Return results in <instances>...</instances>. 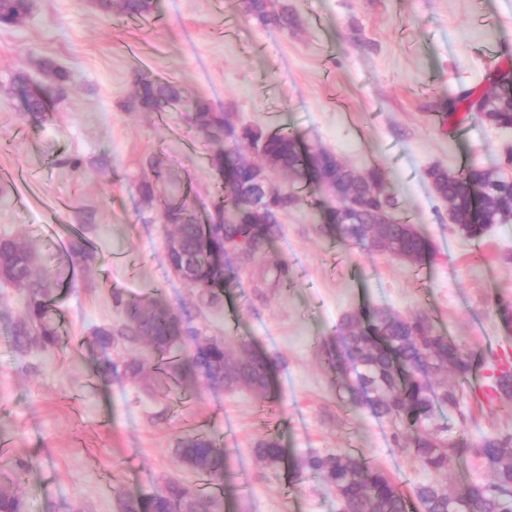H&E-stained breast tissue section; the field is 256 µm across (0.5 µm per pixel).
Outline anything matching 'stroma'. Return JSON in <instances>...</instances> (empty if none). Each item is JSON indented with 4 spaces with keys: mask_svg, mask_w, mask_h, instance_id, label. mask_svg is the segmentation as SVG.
Instances as JSON below:
<instances>
[{
    "mask_svg": "<svg viewBox=\"0 0 512 512\" xmlns=\"http://www.w3.org/2000/svg\"><path fill=\"white\" fill-rule=\"evenodd\" d=\"M297 25L284 31L243 10L241 0H153L149 20L103 12L96 0H32L26 20L0 26V237L29 241L60 280L54 316L61 347L18 355L9 343L24 298L0 285V472L18 480L24 512H116L117 497L148 494L167 479L201 483L173 454L188 432L224 450L222 512H339L333 488L296 474L304 456L345 448L382 469L421 512L426 478L398 447L388 421L348 408L331 363L344 350L340 322L362 309L426 315L472 363L449 376L457 409L440 416L472 443L512 434V410L487 385L512 358V221L480 240L462 235L426 172L469 165L503 169L512 130L470 115L442 125L449 97L486 89L512 58V0H281ZM67 70L53 112L24 110L17 72L40 81L41 60ZM176 84L233 116L237 126L287 128L358 171L382 169L400 218L426 233L422 266L347 245L314 206L316 192L273 176L302 202L281 233L248 261L219 303H199L166 261L171 229L141 197L145 160L163 157L175 180L159 195L187 196L207 217L219 193L216 146L184 103L147 112L133 102L139 76ZM80 160L73 169L72 160ZM287 264V281L274 280ZM160 296L187 325L261 350L275 362L270 401L246 390L126 378L102 383L95 327L119 322L112 293ZM274 436L277 468L253 448Z\"/></svg>",
    "mask_w": 512,
    "mask_h": 512,
    "instance_id": "stroma-1",
    "label": "stroma"
}]
</instances>
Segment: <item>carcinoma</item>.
<instances>
[{
	"label": "carcinoma",
	"mask_w": 512,
	"mask_h": 512,
	"mask_svg": "<svg viewBox=\"0 0 512 512\" xmlns=\"http://www.w3.org/2000/svg\"><path fill=\"white\" fill-rule=\"evenodd\" d=\"M30 0H0V25L17 23L30 11ZM106 11L117 9L129 18L146 19L153 9L152 0H108ZM249 13L262 23L280 29L294 27L288 9L276 8L269 0H250ZM55 81L53 89L34 84L24 89L26 110L43 114L53 109L55 95L71 81L65 69L45 60ZM489 88L479 93L463 91L448 105L444 120L452 119L463 108L470 112L490 101L487 121L502 129H512V78L501 70L488 76ZM135 98L146 111H158L181 101L182 89L168 82L141 76L136 82ZM191 120L200 132L208 136L218 149L211 164L218 174L221 203L214 205L211 222L200 223L187 199L162 201L164 223L174 228L191 256L189 284L195 287L197 298L213 302L221 298L224 289L233 282L224 265L214 262V256L231 251L244 260L261 251L280 232V218L300 197L283 195L269 180L259 178L261 164L240 155L245 146L261 157L273 159L293 181L306 179L313 170L329 177L341 186L343 193L353 198L354 223L347 224L346 211L329 200H319L316 206L321 222L329 227L341 226L340 239L370 247L374 242L396 241L399 249L394 256L411 264L421 265L432 256L429 238L415 225L396 216L397 201L374 189L384 185L383 172L370 168L359 172L334 153L323 150L322 158L288 131L267 132L259 127H241L236 148L224 149V113L213 111L201 99L191 101ZM146 165L153 181L163 177L161 163L150 157ZM427 177L436 187L439 198L448 203L467 237L482 238L489 227L512 220V179L490 170L472 166L458 174L439 167L427 170ZM153 181H144L139 192L147 202L155 199ZM482 181L489 191L472 198L466 183ZM237 212L234 223L224 221V211ZM28 243L10 238L0 241V279L24 291L23 316L14 324L12 341L20 354L38 345L46 352L59 347L60 332L52 318L57 279L46 267L32 262L27 254ZM113 304L121 313V321L97 327L94 343L102 350L122 349L144 343L151 355L126 358L116 354L100 374L102 382L114 377L145 381L156 373L172 376L182 383L189 376L211 386L226 390L246 389L259 397L267 396L274 362L264 353L248 347L237 353L224 340L206 336L200 331L187 335V318L169 308L158 298H131L121 292L113 295ZM341 328L350 354L336 362L344 374L354 368V381L348 387V404H367L373 414L387 419L394 427V438L413 454L418 464L432 478L415 488L422 512H512V435L486 437L472 446L464 432L453 430L440 421L439 410L459 404V393L448 382L437 383L439 374L453 372L465 375L470 369L458 347L448 337L436 332L425 316L404 317L392 310L369 313H347ZM492 388L498 397L512 401V372L502 371ZM174 454L185 467L200 476L218 480L224 473V451L215 441L200 432L181 437ZM476 456L487 469L490 478L469 484L459 493L448 492V484L439 476L448 474L452 460L467 455ZM254 455L265 467L274 468L284 457L277 439L259 440ZM298 471L318 475L324 483L336 489L342 512H408V503L384 471L366 459L338 448L327 454H312L298 465ZM9 476L0 480V512H23V501L14 490ZM123 512H213L217 506L216 492L200 485L178 481L165 482L155 493L124 495L120 499Z\"/></svg>",
	"instance_id": "1"
}]
</instances>
